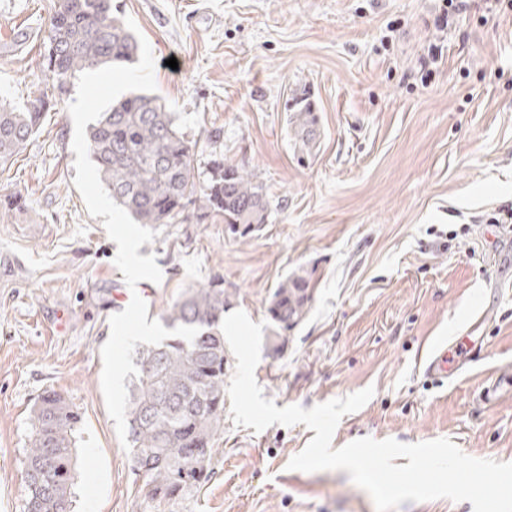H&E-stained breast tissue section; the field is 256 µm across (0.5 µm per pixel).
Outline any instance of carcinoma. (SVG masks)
I'll return each instance as SVG.
<instances>
[{
	"label": "carcinoma",
	"instance_id": "obj_1",
	"mask_svg": "<svg viewBox=\"0 0 512 512\" xmlns=\"http://www.w3.org/2000/svg\"><path fill=\"white\" fill-rule=\"evenodd\" d=\"M43 59L57 96L68 92L77 73L130 63L139 43L112 0H55ZM47 95L28 100L23 110L0 102V164L16 156L39 130L48 111ZM294 138L309 146L317 135L310 102L296 103ZM91 161L116 204L139 224H169L187 206L196 222L213 215L242 237L267 223L262 185L238 168L216 162L207 185L197 182L191 147L173 113L157 98L133 94L113 104L88 131ZM305 278L293 275L275 289L270 314L286 329L306 315ZM229 305L224 280L190 288L162 314L165 325L195 326L188 342L171 336L136 353L138 373L129 386L127 439L133 468L143 478L144 499L158 505L177 500L210 478L213 441L224 422V334ZM81 415L57 392H45L33 411L25 458L26 512H73L75 437Z\"/></svg>",
	"mask_w": 512,
	"mask_h": 512
}]
</instances>
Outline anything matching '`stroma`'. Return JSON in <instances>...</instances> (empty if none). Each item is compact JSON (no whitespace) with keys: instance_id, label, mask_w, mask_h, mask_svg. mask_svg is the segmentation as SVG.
Returning <instances> with one entry per match:
<instances>
[{"instance_id":"stroma-1","label":"stroma","mask_w":512,"mask_h":512,"mask_svg":"<svg viewBox=\"0 0 512 512\" xmlns=\"http://www.w3.org/2000/svg\"><path fill=\"white\" fill-rule=\"evenodd\" d=\"M156 60V95L175 116L200 181L214 160L262 184L266 224L242 238L223 217L192 211L157 227L139 255L163 278L144 282L148 319L184 291L223 277L279 353L255 378L276 407L304 409L366 387L332 440L448 438L465 454L512 462V10L471 8L448 33L431 77L418 58L442 0H112ZM52 0H0V97L52 93L39 38ZM177 68H170L169 58ZM316 107L301 148L287 115ZM68 100L51 103L22 152L0 165V512H24L32 410L48 390L83 415L74 512H376L344 470L289 469L314 433L262 432L225 419L209 481L153 508L101 388V348L126 283L117 245L75 188ZM301 275L310 303L281 329L268 308ZM464 356L445 379L418 361Z\"/></svg>"}]
</instances>
